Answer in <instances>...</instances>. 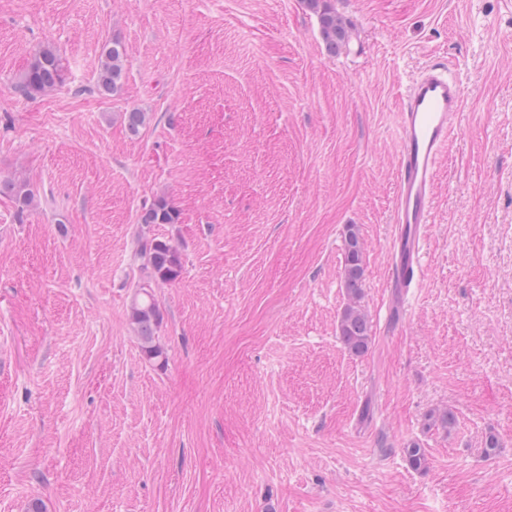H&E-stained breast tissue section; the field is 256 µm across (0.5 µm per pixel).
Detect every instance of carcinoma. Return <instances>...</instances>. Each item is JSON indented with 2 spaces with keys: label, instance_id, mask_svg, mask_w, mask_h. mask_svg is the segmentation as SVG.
I'll use <instances>...</instances> for the list:
<instances>
[{
  "label": "carcinoma",
  "instance_id": "obj_1",
  "mask_svg": "<svg viewBox=\"0 0 512 512\" xmlns=\"http://www.w3.org/2000/svg\"><path fill=\"white\" fill-rule=\"evenodd\" d=\"M317 13L323 39L331 53L345 45L347 31L340 17L327 4V0H307ZM126 48L114 39L105 45L97 78V89L102 93L117 91L125 75ZM65 76L62 59L51 47L36 51L25 71L19 90L28 97L42 95L63 83ZM17 212L23 213L33 201L30 190L24 184L8 183ZM178 215L164 198L154 200L142 208L137 223L140 227L135 236L136 254L143 260L140 267L143 281L135 289L131 306L132 320L136 326L141 348L146 357L155 360L163 356L156 344L160 310L152 293L155 282H174L182 273V258L177 248L153 233L156 224H174ZM364 276L363 247L358 229L350 225L345 236L344 286L348 297L338 325L339 339L351 353L361 355L368 350L370 325L361 306Z\"/></svg>",
  "mask_w": 512,
  "mask_h": 512
}]
</instances>
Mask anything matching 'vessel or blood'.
Here are the masks:
<instances>
[{
  "label": "vessel or blood",
  "mask_w": 512,
  "mask_h": 512,
  "mask_svg": "<svg viewBox=\"0 0 512 512\" xmlns=\"http://www.w3.org/2000/svg\"><path fill=\"white\" fill-rule=\"evenodd\" d=\"M461 111L458 78L437 66L414 78L403 99L388 287L409 288L417 280L437 163Z\"/></svg>",
  "instance_id": "b4317fda"
}]
</instances>
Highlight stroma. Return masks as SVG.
Instances as JSON below:
<instances>
[{
  "label": "stroma",
  "mask_w": 512,
  "mask_h": 512,
  "mask_svg": "<svg viewBox=\"0 0 512 512\" xmlns=\"http://www.w3.org/2000/svg\"><path fill=\"white\" fill-rule=\"evenodd\" d=\"M330 5L334 54L306 0H0V181L35 196L19 218L0 195V512H512V0ZM42 46L66 80L29 98ZM435 62L464 121L399 290L401 103ZM161 197L183 271L154 287L160 364L131 300ZM351 224L361 355L337 332ZM126 48L119 40L113 39L102 52L101 67L97 78V89L102 93L117 91L125 75Z\"/></svg>",
  "instance_id": "stroma-1"
}]
</instances>
